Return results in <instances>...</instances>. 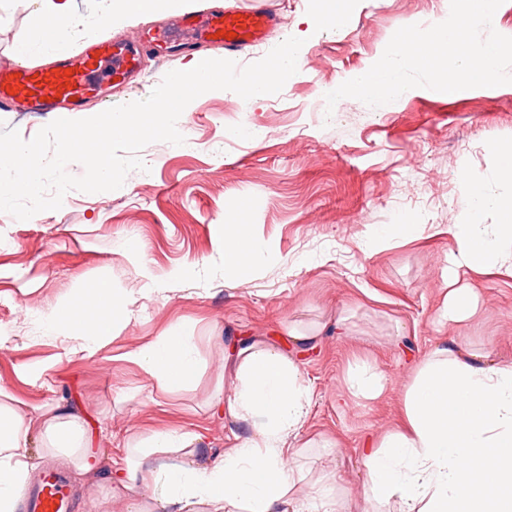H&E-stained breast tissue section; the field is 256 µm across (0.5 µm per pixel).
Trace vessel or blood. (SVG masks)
I'll return each mask as SVG.
<instances>
[{
    "label": "vessel or blood",
    "mask_w": 512,
    "mask_h": 512,
    "mask_svg": "<svg viewBox=\"0 0 512 512\" xmlns=\"http://www.w3.org/2000/svg\"><path fill=\"white\" fill-rule=\"evenodd\" d=\"M276 23V14L250 8L189 16L180 27L193 32L206 29L225 52L237 53L263 43ZM106 63L112 66V77L123 83L138 72L140 53L128 43L95 38L78 54L47 66H1L0 109L42 113L78 108L92 98L97 89L94 75ZM21 508L23 512H71L64 476L44 472L34 487L22 493Z\"/></svg>",
    "instance_id": "obj_1"
}]
</instances>
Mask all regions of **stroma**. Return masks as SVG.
I'll use <instances>...</instances> for the list:
<instances>
[{"instance_id": "1", "label": "stroma", "mask_w": 512, "mask_h": 512, "mask_svg": "<svg viewBox=\"0 0 512 512\" xmlns=\"http://www.w3.org/2000/svg\"><path fill=\"white\" fill-rule=\"evenodd\" d=\"M258 6L279 21L265 42L235 55L244 66L288 37L303 39L304 60L279 93L249 102L227 90L193 100L184 144L154 142L140 152L146 170L130 171L123 192L66 193L60 209L27 220L0 212V388L25 407L74 410L93 424L103 460L159 431L198 430V453L225 447L218 408L236 388L214 368L228 340L261 336L282 342L281 322L323 325L315 346L296 356L313 392L301 452L305 491L342 472L339 493L352 507L367 488L360 457L366 437L401 418L413 369L429 351L451 344L512 355V273L468 274L486 312L464 324L438 325L442 270L456 249L472 182L512 196L488 149L512 140V84L455 96L409 89L371 107L346 98L327 109L324 90L379 59L401 27L445 20L450 0H357L339 31L309 27L313 0H183L164 14L119 20L101 38L144 46L141 73L127 86L99 81L98 95L75 118L146 98L164 75L193 58L221 57V47L189 49L155 40L202 6ZM42 26L34 0H0V64ZM247 205L264 262L228 271L215 225ZM410 219L423 232L380 241L381 225ZM103 280L127 299L128 326L88 357L64 356L65 339L46 335L41 314ZM34 318L19 320L20 310ZM181 327L195 337L201 375L194 387L167 393L123 355ZM378 366L383 396L359 400L347 390L355 360ZM72 512H131V499L99 479L72 477Z\"/></svg>"}]
</instances>
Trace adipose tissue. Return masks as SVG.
Listing matches in <instances>:
<instances>
[{
	"label": "adipose tissue",
	"instance_id": "ef3b65f1",
	"mask_svg": "<svg viewBox=\"0 0 512 512\" xmlns=\"http://www.w3.org/2000/svg\"><path fill=\"white\" fill-rule=\"evenodd\" d=\"M45 21L40 48L59 56L68 49V0H38ZM98 17L85 24V36L118 19L178 7L180 0H103ZM468 221L453 225L457 249L443 272L446 286L441 321L469 322L482 314L481 300L463 284L467 273L512 265V196L469 184L464 198ZM498 221L483 223L486 212ZM225 268L235 270L264 259L266 246L250 225L220 227ZM125 302L107 282L88 287L76 302L48 312L47 334L74 340V352L96 353L115 329L128 325ZM191 337L165 333L128 351L167 391L192 386L200 367ZM224 371L237 389L224 400V418L245 433L230 432V452L201 461L192 430L148 434L125 450L115 469L103 468L89 447L81 418L34 408L21 417L11 404L0 405V512H16L19 494L33 468L30 440L42 437L46 454H65L85 477L117 484L119 493L140 495L161 486L162 494L141 512H337L335 477L312 486L311 504L297 502V441L309 415L313 393L287 349L261 341H236L224 347ZM346 385L355 397L374 401L385 390L376 366H350ZM403 423L374 438L361 464L368 495L362 512H512V362L493 349L459 345L435 349L414 370L403 399ZM171 451L179 464L162 465Z\"/></svg>",
	"mask_w": 512,
	"mask_h": 512
}]
</instances>
